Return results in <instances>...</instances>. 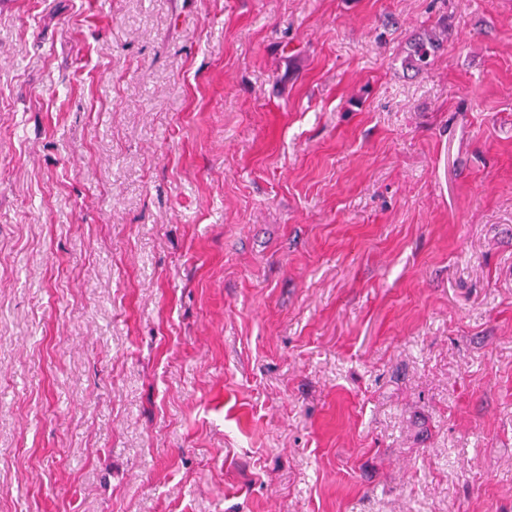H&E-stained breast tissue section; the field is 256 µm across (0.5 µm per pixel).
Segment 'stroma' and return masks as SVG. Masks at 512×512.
<instances>
[{"label":"stroma","instance_id":"obj_1","mask_svg":"<svg viewBox=\"0 0 512 512\" xmlns=\"http://www.w3.org/2000/svg\"><path fill=\"white\" fill-rule=\"evenodd\" d=\"M0 512H512V0H0ZM435 42L431 39H418L410 44L409 60L410 66L418 70L429 64V59L434 52Z\"/></svg>","mask_w":512,"mask_h":512}]
</instances>
